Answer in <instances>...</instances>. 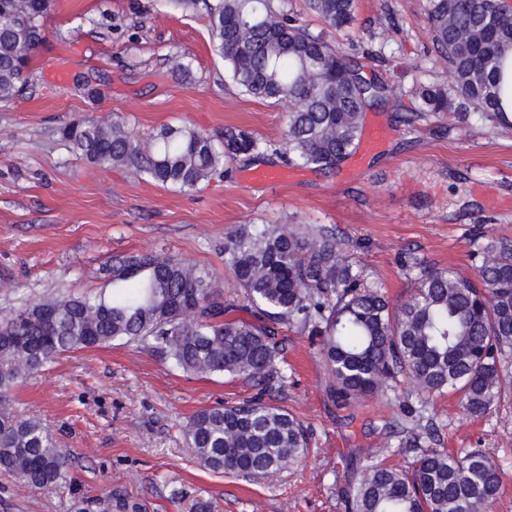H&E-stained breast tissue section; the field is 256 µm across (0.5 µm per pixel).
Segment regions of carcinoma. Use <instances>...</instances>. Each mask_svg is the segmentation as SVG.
<instances>
[{
	"label": "carcinoma",
	"mask_w": 512,
	"mask_h": 512,
	"mask_svg": "<svg viewBox=\"0 0 512 512\" xmlns=\"http://www.w3.org/2000/svg\"><path fill=\"white\" fill-rule=\"evenodd\" d=\"M206 3L207 27L230 78L247 96L296 102L283 143L246 131L204 134L167 126L149 149L120 121L78 118L59 130L72 152L99 167L126 166L163 187L195 189L224 176L241 156L280 154L297 168L332 170L358 145L366 109L392 88L366 80L362 66L324 31L297 23L287 0H171L190 11ZM49 0H0V100L19 95L32 53L45 40ZM324 27L355 20V0H307ZM427 23L451 87L415 90V121L445 112L472 113L512 136L503 104L512 101V15L491 0H429ZM475 272L423 268L412 298L393 307L363 285L348 255L326 233L290 224L244 225L224 239L249 319L229 317L235 304L210 271L161 254L120 257L109 292L43 298L0 315V471L26 488L60 491L74 478L68 459L41 423L11 410V392L58 357L135 343L186 374L224 376L271 391L284 386L280 363L294 328L319 339L329 393L344 404L404 375L422 393L461 396L466 413L485 416L502 390L512 354V240L480 235ZM200 464L216 473L260 478L300 463L308 430L264 394L197 411L184 429ZM502 473L479 449L455 456L431 448L408 468L376 462L348 494L347 512H487ZM101 512L142 505L107 495Z\"/></svg>",
	"instance_id": "1"
}]
</instances>
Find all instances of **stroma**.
I'll list each match as a JSON object with an SVG mask.
<instances>
[{
  "instance_id": "obj_1",
  "label": "stroma",
  "mask_w": 512,
  "mask_h": 512,
  "mask_svg": "<svg viewBox=\"0 0 512 512\" xmlns=\"http://www.w3.org/2000/svg\"><path fill=\"white\" fill-rule=\"evenodd\" d=\"M427 0H356L353 27L326 32L396 92L367 110L391 131L364 172L298 169L279 186L252 179L279 155L243 158L194 191L157 186L126 167L74 155L58 130L79 116L120 118L142 148L166 126L214 135L235 128L280 143L289 103L252 99L228 78L205 8L168 0H53L47 39L21 96L0 101V311L43 297L101 290L113 258L157 252L210 269L235 298L224 238L242 224H306L334 234L365 284L398 306L420 267L471 273L477 226L512 240V136L494 121L451 114L402 123L420 84H450L428 30ZM189 75L172 68L175 56ZM287 381L277 396L310 429L305 461L253 481L204 469L184 426L197 410L251 396L222 376L172 370L136 344L79 351L13 392V411L38 419L69 458L81 494L118 495L144 512H345L350 488L381 462L407 466L421 449H483L503 472L489 512H512V371L475 419L458 396L401 380L346 408L328 395L317 340L287 333ZM432 425L420 448L409 432ZM68 491L34 492L0 474V512H70Z\"/></svg>"
}]
</instances>
